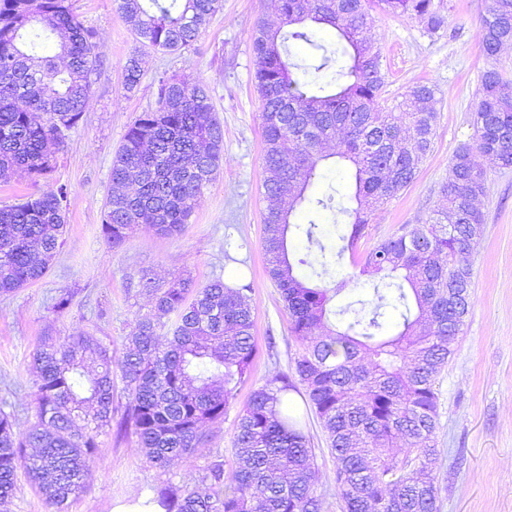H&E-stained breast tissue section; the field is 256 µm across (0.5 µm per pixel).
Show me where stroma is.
I'll list each match as a JSON object with an SVG mask.
<instances>
[{
  "label": "stroma",
  "mask_w": 512,
  "mask_h": 512,
  "mask_svg": "<svg viewBox=\"0 0 512 512\" xmlns=\"http://www.w3.org/2000/svg\"><path fill=\"white\" fill-rule=\"evenodd\" d=\"M98 33L97 77L84 115L55 167L42 180L20 171L0 183V206L46 187H64L66 231L50 271L18 292L0 296V408L15 412L19 428L35 420L31 393L36 349L64 336L92 334L108 343L113 359L139 317L153 310L146 282L182 276L194 287L223 277L250 285L254 338L259 356L238 392L244 406L252 390L275 371L290 370L303 349L289 333L280 292L268 274L262 249L263 194L260 102L255 87L251 36L258 20L279 26L265 0H223L222 10L195 45L181 54L141 47L114 0H72ZM444 26L428 33L414 16L373 8L369 35L382 54L385 96L402 100L409 87L436 89L438 112L433 147L415 180L379 207L359 250L430 222L442 206L441 188L456 150L473 143V108L487 61L479 48L485 0H434ZM139 56L144 76L124 84L125 66ZM198 79L209 88L224 128V155L189 224L176 237L140 226L122 245L109 247L101 225L111 191L112 158L140 112L153 106L160 73ZM479 207L484 234L469 258L471 307L454 354L439 376L435 434L441 451L436 468L440 512H512V168L485 164ZM74 292L63 312L52 309L62 291ZM234 415L205 427L187 459L160 468L137 450L135 438L103 433L98 454L86 462L83 489L70 495L64 512H112L117 502L145 498L163 481L193 483L211 463L232 475ZM304 431L319 473L323 512H342L334 484L335 459L312 411Z\"/></svg>",
  "instance_id": "stroma-1"
}]
</instances>
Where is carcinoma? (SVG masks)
I'll list each match as a JSON object with an SVG mask.
<instances>
[{
  "instance_id": "obj_1",
  "label": "carcinoma",
  "mask_w": 512,
  "mask_h": 512,
  "mask_svg": "<svg viewBox=\"0 0 512 512\" xmlns=\"http://www.w3.org/2000/svg\"><path fill=\"white\" fill-rule=\"evenodd\" d=\"M415 15L431 33L445 18L432 0H267L286 34L262 21L252 35L256 87L261 101L263 188L279 200L289 187L290 207L264 215L262 247L292 336L307 343L294 374L276 371L251 394L235 419L239 460L233 485L213 464L194 486L170 480L152 488L165 512H322L316 494L310 440L290 403L303 392L328 433L336 454V493L344 512H439L433 475L439 461L436 377L454 354L469 314L472 266L464 256L483 235L476 206L485 172L473 151L512 167V93L502 74L486 70L473 112L475 147L453 156L442 187L444 206L428 224L392 236L361 257L360 274H383L371 300L331 310L342 286L328 280L345 250L356 249L376 209L408 187L430 154L437 112L419 103L435 89L416 84L391 108L381 104L382 55L366 36L370 3ZM222 0H119V9L144 47L171 53L194 45L220 11ZM310 21L334 30L326 46L302 27ZM322 51L316 70L337 65L335 79L309 85L292 77L289 42ZM479 42L495 60L512 44V0H486ZM96 32L70 0H0V181L26 170L40 178L54 168L69 132L83 120L94 83ZM66 60L64 68L57 59ZM157 106L140 113L112 160V190L102 234L117 247L138 226L173 237L189 223L223 159L224 130L211 116L213 103L200 81L162 75ZM338 158L353 170L356 208L334 189L305 192L319 162ZM65 190H43L0 208V295L41 279L66 230ZM308 203L300 221L295 207ZM323 212L351 222L345 245L325 239ZM305 237L316 257L307 276L290 259L288 238ZM154 313L126 337V352L112 363L100 338L66 336L33 354L37 421L17 430L15 415L0 410V508L10 503L18 470L43 491L52 512L81 484L85 460L99 451V436L112 426L117 367L126 416L118 433L132 429L138 449L163 468L187 457L208 423L224 419L257 356L249 286L217 277L192 289L176 278L150 284ZM350 316L331 328L330 316ZM166 336V342L159 341ZM35 448L33 455L26 449Z\"/></svg>"
}]
</instances>
